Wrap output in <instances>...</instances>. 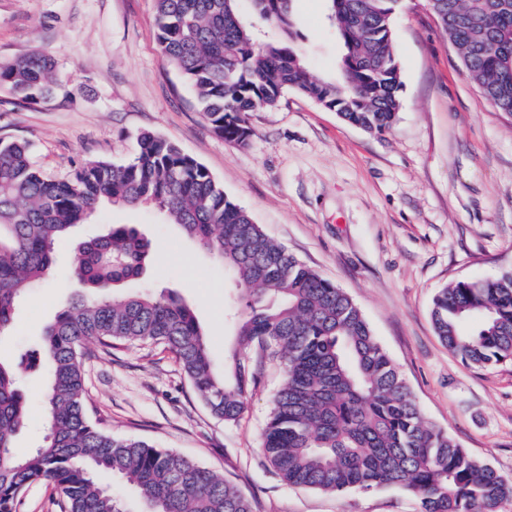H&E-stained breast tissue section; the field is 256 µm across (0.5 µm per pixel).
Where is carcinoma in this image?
<instances>
[{
  "mask_svg": "<svg viewBox=\"0 0 512 512\" xmlns=\"http://www.w3.org/2000/svg\"><path fill=\"white\" fill-rule=\"evenodd\" d=\"M154 0L165 62L190 86L215 135L248 144L245 114L294 91L368 132L390 128L401 108L392 44L398 0H328L342 42L338 76L316 80L297 45L292 0ZM484 97L512 116V0H427ZM53 63L34 52L0 64V87L20 104L54 98ZM150 205L232 272L235 340L214 369L190 307L169 294L110 296L137 280L153 243L137 224H106L85 238L73 272L86 288L21 359L48 363L49 433L29 454L12 439L25 418L17 367L0 362V512H17L36 482L53 485L65 512H126L100 482L134 487L145 512H254L238 489L197 462L145 440L116 436L90 417L83 346L153 342L176 356L212 415L239 419L254 374L249 355L283 359L261 452L290 486L321 492L397 487L418 512H495L512 502V480L469 455L429 422L353 299L296 259L224 193L209 170L151 133L124 163L90 161L52 179L30 161L26 142L0 141V334L26 288L47 276L57 242L101 203ZM435 334L473 367L512 362V273L440 289Z\"/></svg>",
  "mask_w": 512,
  "mask_h": 512,
  "instance_id": "1",
  "label": "carcinoma"
}]
</instances>
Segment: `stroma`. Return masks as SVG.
<instances>
[{"mask_svg": "<svg viewBox=\"0 0 512 512\" xmlns=\"http://www.w3.org/2000/svg\"><path fill=\"white\" fill-rule=\"evenodd\" d=\"M295 27L317 78L344 51L326 0H293ZM402 107L392 128L367 133L303 95L248 113L239 146L213 134L157 41L153 0H0V63L39 51L54 63L56 96L22 105L0 89V139L29 143L44 174L69 177L93 160L129 161L152 132L201 162L277 243L345 290L409 385L423 415L471 455L512 478V363L464 365L436 336L435 293L457 280L512 271V116L483 96L426 0H400L392 25ZM98 224L139 225L156 248L131 293L182 299L216 370L234 340L233 275L149 206L103 205ZM85 227L57 249L0 337V361L37 349L44 328L83 289L72 272ZM90 413L112 434L173 450L223 476L255 512H417L397 488L321 493L287 486L260 452L284 370L255 364L233 423L214 417L164 345H85ZM44 370L22 373L27 416L13 446L48 432Z\"/></svg>", "mask_w": 512, "mask_h": 512, "instance_id": "stroma-1", "label": "stroma"}]
</instances>
